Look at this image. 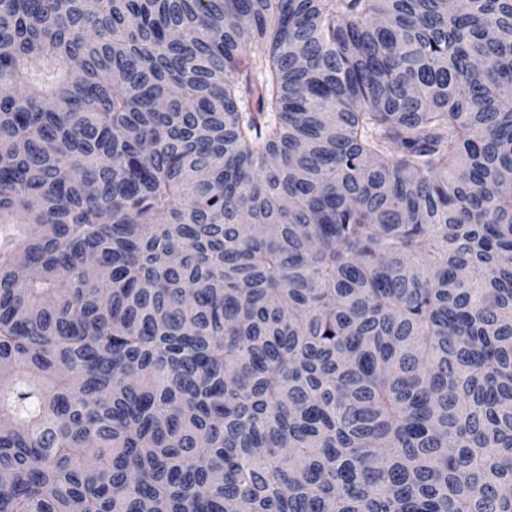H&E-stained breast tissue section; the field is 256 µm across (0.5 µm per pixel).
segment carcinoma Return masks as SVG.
<instances>
[{
  "instance_id": "1",
  "label": "carcinoma",
  "mask_w": 512,
  "mask_h": 512,
  "mask_svg": "<svg viewBox=\"0 0 512 512\" xmlns=\"http://www.w3.org/2000/svg\"><path fill=\"white\" fill-rule=\"evenodd\" d=\"M1 84L0 512H512V0H0Z\"/></svg>"
}]
</instances>
